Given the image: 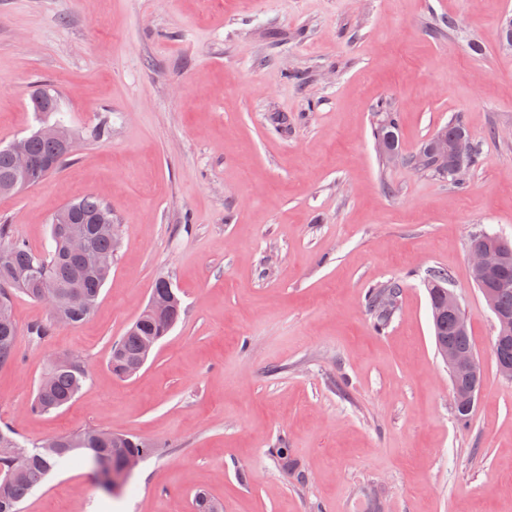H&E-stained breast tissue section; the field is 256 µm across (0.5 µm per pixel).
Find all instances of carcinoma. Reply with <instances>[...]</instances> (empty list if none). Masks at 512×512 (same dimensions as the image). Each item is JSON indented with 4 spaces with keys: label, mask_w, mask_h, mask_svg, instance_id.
Segmentation results:
<instances>
[{
    "label": "carcinoma",
    "mask_w": 512,
    "mask_h": 512,
    "mask_svg": "<svg viewBox=\"0 0 512 512\" xmlns=\"http://www.w3.org/2000/svg\"><path fill=\"white\" fill-rule=\"evenodd\" d=\"M31 110L41 115L59 111V99L53 89L37 88L30 97ZM376 136L388 139L395 150H400L396 116L385 111L381 123L376 125ZM430 142H425L412 156L415 167L430 173L433 158L429 151ZM27 150L34 166L29 173L31 184L38 185L51 173L45 168L50 162L59 167L68 154L61 143L54 140L30 136ZM15 173V162L8 146H0V194L14 193L9 188ZM67 223L59 225V231L50 233L51 250L37 253L30 250L12 235L8 224H0V251L7 250L6 260L0 259V367L13 362L16 354L17 325L12 314L14 298L25 295L39 300L41 280L32 277L14 282L10 275L31 271L36 267L45 270L46 275L58 285L60 308L68 325L87 321L95 312L107 278L102 276L90 263L86 255L73 254L67 247L69 231H81L89 236L91 250L95 254H114L117 237L112 235V211L98 197L84 195L68 204ZM434 284L427 289L430 304L448 301V273L443 270L432 272ZM402 284L389 281L368 292L367 302L374 314L376 325L383 327L391 313L380 309L385 299L394 300ZM434 336L443 337L459 349L473 347L470 332H459L455 328L454 314L445 312L432 316ZM168 329L155 319L140 315L115 344L109 356V367L118 378L125 379L136 373L138 365L150 344L156 345ZM61 361L48 366L46 374L49 384L37 386L34 399L29 404L33 413L48 414L68 405L85 386L89 370L68 362L66 355ZM19 442L12 432L0 430V512H20L22 501L37 487L41 486L52 470L62 461H92L106 457L119 465L125 455H140L144 458L155 452V445L149 441L128 434L116 433L105 427L84 429L78 433H64L51 436L37 444V451L28 461L18 466L14 463L11 449Z\"/></svg>",
    "instance_id": "obj_1"
}]
</instances>
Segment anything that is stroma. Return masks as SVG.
Returning a JSON list of instances; mask_svg holds the SVG:
<instances>
[{"label": "stroma", "instance_id": "obj_1", "mask_svg": "<svg viewBox=\"0 0 512 512\" xmlns=\"http://www.w3.org/2000/svg\"><path fill=\"white\" fill-rule=\"evenodd\" d=\"M510 17L512 0H0V145L37 127L45 83L76 136L42 184L0 196V222L43 252L91 194L120 234L83 324L30 335L49 313L15 298L0 427L28 448L92 426L157 447L122 493L65 463L21 512H194L200 493L223 512H512V379L470 264L479 233L512 241ZM455 120L479 149L460 184L408 162ZM438 268L483 371L466 425L431 326ZM161 276L181 318L118 378L112 344ZM394 279L379 330L365 295ZM59 353L89 380L32 413ZM30 107L32 112H39L36 114H52L59 112V99L52 88H37L30 97Z\"/></svg>", "mask_w": 512, "mask_h": 512}]
</instances>
